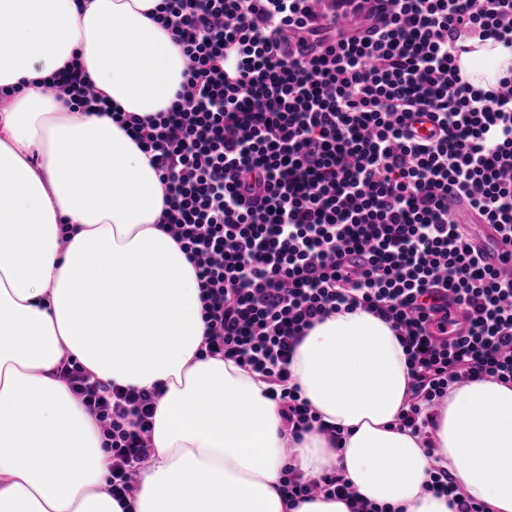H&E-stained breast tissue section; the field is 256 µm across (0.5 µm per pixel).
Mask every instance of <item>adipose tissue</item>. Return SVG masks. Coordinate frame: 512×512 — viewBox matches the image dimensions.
<instances>
[{
    "label": "adipose tissue",
    "mask_w": 512,
    "mask_h": 512,
    "mask_svg": "<svg viewBox=\"0 0 512 512\" xmlns=\"http://www.w3.org/2000/svg\"><path fill=\"white\" fill-rule=\"evenodd\" d=\"M160 0H0V512H349L324 498L288 510L286 468L336 471L391 512H453L427 492L447 468L489 512H512V385L451 390L429 437L401 430L409 388L389 324L341 313L305 336L292 381L341 448L311 431L292 442L267 383L203 357L193 265L157 227L156 171L109 117L71 114L44 92L79 65L99 93L141 116L166 110L182 81ZM512 48L465 54L495 80ZM73 355L102 381L161 385L153 451L129 510L113 500L111 453L95 417L57 376Z\"/></svg>",
    "instance_id": "1"
}]
</instances>
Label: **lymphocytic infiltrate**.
<instances>
[{
    "mask_svg": "<svg viewBox=\"0 0 512 512\" xmlns=\"http://www.w3.org/2000/svg\"><path fill=\"white\" fill-rule=\"evenodd\" d=\"M347 11L356 25L339 23ZM159 12L184 59L168 109L125 112L76 68L47 91L110 116L149 154L160 228L195 268L201 351L261 375L295 437L319 422L291 383L297 349L342 312L389 323L413 434L461 384L512 385V278L448 212L465 197L512 241V66L483 87L456 61L469 38L512 47V0H163ZM462 320L466 335L449 338ZM57 374L108 437L125 503L152 453L160 387L104 383L71 355ZM281 491L387 512L333 471L288 469Z\"/></svg>",
    "mask_w": 512,
    "mask_h": 512,
    "instance_id": "1",
    "label": "lymphocytic infiltrate"
}]
</instances>
